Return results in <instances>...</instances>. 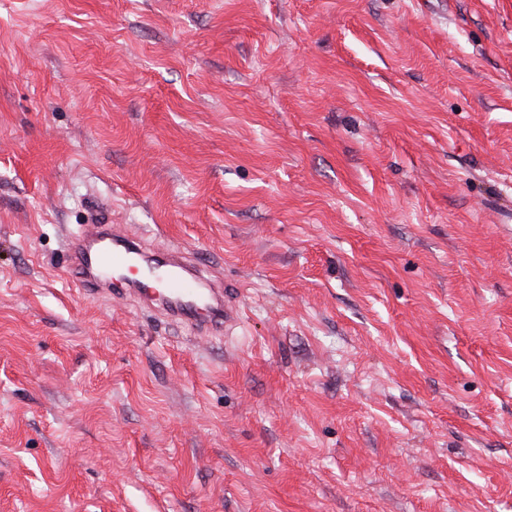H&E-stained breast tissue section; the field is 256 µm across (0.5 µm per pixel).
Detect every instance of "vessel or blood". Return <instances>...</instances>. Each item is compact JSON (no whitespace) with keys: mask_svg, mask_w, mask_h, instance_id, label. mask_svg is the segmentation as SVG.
I'll return each instance as SVG.
<instances>
[{"mask_svg":"<svg viewBox=\"0 0 512 512\" xmlns=\"http://www.w3.org/2000/svg\"><path fill=\"white\" fill-rule=\"evenodd\" d=\"M68 269L89 295H122L209 337L237 324L239 310L223 283L193 267L186 256L129 235L123 224H89L65 240Z\"/></svg>","mask_w":512,"mask_h":512,"instance_id":"1","label":"vessel or blood"}]
</instances>
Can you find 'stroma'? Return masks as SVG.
I'll list each match as a JSON object with an SVG mask.
<instances>
[{"mask_svg": "<svg viewBox=\"0 0 512 512\" xmlns=\"http://www.w3.org/2000/svg\"><path fill=\"white\" fill-rule=\"evenodd\" d=\"M510 187L512 0H0V512H512ZM67 268L89 295L122 296L209 337L239 321V310L224 297V284L206 277L186 256L129 235L124 224H88L65 240ZM132 267L136 275H129ZM158 293V296H156Z\"/></svg>", "mask_w": 512, "mask_h": 512, "instance_id": "stroma-1", "label": "stroma"}]
</instances>
